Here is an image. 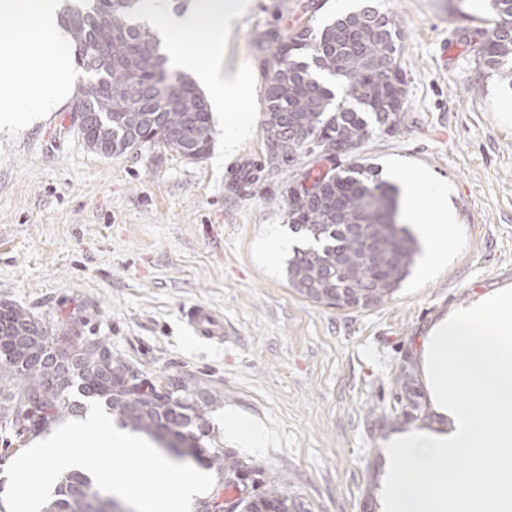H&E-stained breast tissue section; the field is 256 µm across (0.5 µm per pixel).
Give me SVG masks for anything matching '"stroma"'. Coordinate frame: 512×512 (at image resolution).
Instances as JSON below:
<instances>
[{"mask_svg":"<svg viewBox=\"0 0 512 512\" xmlns=\"http://www.w3.org/2000/svg\"><path fill=\"white\" fill-rule=\"evenodd\" d=\"M370 4L404 39L405 125L375 131L356 154L398 183L423 170L446 189L459 247L428 279L411 272L390 301L341 310L304 298L287 255L284 187L331 164L298 155L278 166L263 149L258 33L296 31ZM489 0H252L224 50L250 82L249 133L224 155L228 116L212 115L205 158L146 147L91 150L63 102L33 126L0 134V301L57 337L103 338L150 376H183L217 401L208 450L243 464L250 494L284 482L308 512H379L381 443L443 424L421 364L428 330L473 294L512 285V87L476 56ZM196 303L224 318V339L194 336ZM270 433L265 448L224 434L225 409Z\"/></svg>","mask_w":512,"mask_h":512,"instance_id":"1","label":"stroma"}]
</instances>
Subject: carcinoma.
Segmentation results:
<instances>
[{"mask_svg":"<svg viewBox=\"0 0 512 512\" xmlns=\"http://www.w3.org/2000/svg\"><path fill=\"white\" fill-rule=\"evenodd\" d=\"M61 16L72 48L91 79L77 93L71 109L97 117L104 146H91L105 157L146 146H162L189 160L204 158L211 147L207 101L186 75L166 68L162 42L138 21L143 0H83ZM494 25L479 33V58L512 87V0H491ZM403 34L385 13L371 9L346 14L319 29L263 31L253 42L264 57V146L271 163H286L305 152L298 129L330 145L358 149L373 126L396 133L406 118V86L401 65ZM393 55V72L374 66ZM342 82L344 97L320 78ZM317 192L298 193L286 186V217L304 246L288 259V282L301 295L323 302L345 295L359 284L366 293L348 307L369 309L389 300L410 275L419 250L409 229L392 214L399 211L398 191L381 178L379 167L361 161L319 174ZM57 339L24 308L0 301V421L17 443H25L57 423L65 412H79L84 402L100 400L121 425L163 438L198 458L208 435L207 417L216 403L184 378L150 380L143 371L112 355L103 339L81 336L74 362L64 367L52 357ZM218 489L200 502L199 512H305L288 496L285 484H270L249 495L233 480L240 462L220 452L209 457ZM238 488L228 503L220 490ZM119 503L102 497L81 471L62 477L43 512H111Z\"/></svg>","mask_w":512,"mask_h":512,"instance_id":"1","label":"carcinoma"}]
</instances>
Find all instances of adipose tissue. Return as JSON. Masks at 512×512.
I'll return each mask as SVG.
<instances>
[{
    "label": "adipose tissue",
    "mask_w": 512,
    "mask_h": 512,
    "mask_svg": "<svg viewBox=\"0 0 512 512\" xmlns=\"http://www.w3.org/2000/svg\"><path fill=\"white\" fill-rule=\"evenodd\" d=\"M249 0H193L182 12L147 0L142 18L176 65L193 71L212 104L233 116L224 135L233 152L248 129L244 73L223 69L224 42ZM61 0H0L12 23L0 30V128L32 121L71 93L78 73L58 16ZM203 54H196V41ZM403 219L425 241L424 269L456 249L453 215L427 203L438 188L422 170L401 180ZM430 401L446 424L392 434L382 445L386 469L380 512H512V286L473 296L442 317L422 345ZM452 457L465 459L449 468Z\"/></svg>",
    "instance_id": "ef3b65f1"
}]
</instances>
